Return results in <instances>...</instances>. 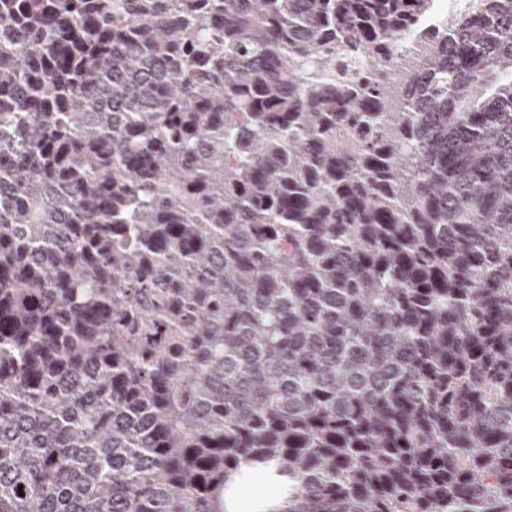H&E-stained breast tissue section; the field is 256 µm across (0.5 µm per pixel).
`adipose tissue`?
Listing matches in <instances>:
<instances>
[{
  "label": "adipose tissue",
  "mask_w": 512,
  "mask_h": 512,
  "mask_svg": "<svg viewBox=\"0 0 512 512\" xmlns=\"http://www.w3.org/2000/svg\"><path fill=\"white\" fill-rule=\"evenodd\" d=\"M276 469L273 463L263 471L241 463L224 489V512H286L288 479L277 475Z\"/></svg>",
  "instance_id": "ef3b65f1"
}]
</instances>
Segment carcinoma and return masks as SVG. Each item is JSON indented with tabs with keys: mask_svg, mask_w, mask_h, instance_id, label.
Returning a JSON list of instances; mask_svg holds the SVG:
<instances>
[{
	"mask_svg": "<svg viewBox=\"0 0 512 512\" xmlns=\"http://www.w3.org/2000/svg\"><path fill=\"white\" fill-rule=\"evenodd\" d=\"M0 0V512H512V0ZM276 463L265 469L272 480L250 463H241L228 477L224 512H284L288 509V477L277 475Z\"/></svg>",
	"mask_w": 512,
	"mask_h": 512,
	"instance_id": "cac0c4a2",
	"label": "carcinoma"
}]
</instances>
